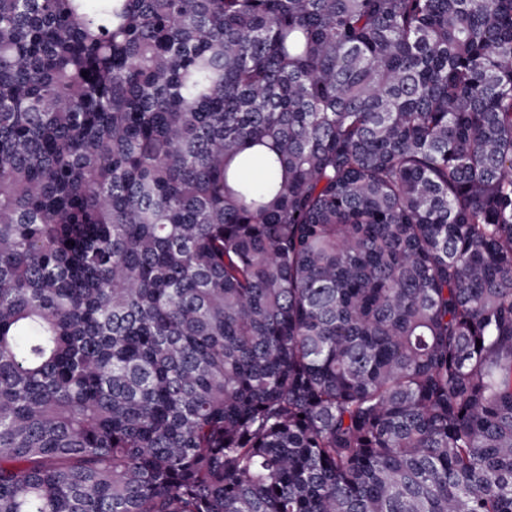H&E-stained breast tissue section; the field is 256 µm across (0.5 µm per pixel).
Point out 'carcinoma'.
I'll return each mask as SVG.
<instances>
[{
    "label": "carcinoma",
    "instance_id": "obj_1",
    "mask_svg": "<svg viewBox=\"0 0 512 512\" xmlns=\"http://www.w3.org/2000/svg\"><path fill=\"white\" fill-rule=\"evenodd\" d=\"M0 512H512V0H0Z\"/></svg>",
    "mask_w": 512,
    "mask_h": 512
}]
</instances>
